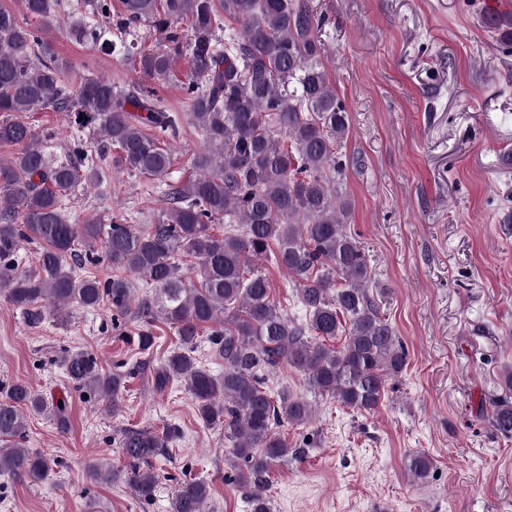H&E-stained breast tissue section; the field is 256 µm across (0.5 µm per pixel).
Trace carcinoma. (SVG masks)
<instances>
[{"mask_svg": "<svg viewBox=\"0 0 512 512\" xmlns=\"http://www.w3.org/2000/svg\"><path fill=\"white\" fill-rule=\"evenodd\" d=\"M122 3L117 29L145 22L166 35L165 48L139 53L144 74L165 77L174 56L185 52L191 59L184 90L205 141L194 158L195 175L166 179L167 141L177 135L180 118L152 90H119L101 77L66 84L63 65L39 36L57 21L58 0H24L23 19L0 8V143L18 148L0 158V295L31 322L47 309L94 310L104 301L120 317L161 319L179 346L156 370L154 386L179 383L202 423L224 429L250 512H271L272 472L297 455L277 428L309 423L315 408L286 389L272 393L268 376L289 367L303 373L310 393L371 413L407 366V352L376 301L385 289L345 229L350 203L341 193L340 148L350 119L322 63L324 18L311 0ZM483 24L511 55L512 13L487 12ZM38 109L67 113L71 124L99 134V150L115 152L116 167L159 180L163 218L72 223L61 197L94 182L95 163L81 143L66 159H51L39 134L17 117ZM215 224L224 225L223 234L213 233ZM34 241L40 243L35 267L23 269L20 251ZM102 256L117 270L111 278L77 273ZM268 256L288 273L303 316H289L274 300L256 267ZM135 278L148 286L142 297ZM204 336L209 358L224 364L219 373L194 357ZM338 336L340 347L327 345ZM61 365L78 391L116 400L125 387L126 375L103 373L91 352L65 350ZM45 413L58 429L67 428L64 403L48 401L24 381L0 383L1 474L45 479L47 460L20 447L27 415ZM491 420L511 437L512 402L498 403ZM167 442L165 435L128 430L120 445L129 468L91 462L88 475L96 483L127 482L149 500L157 475L137 462ZM405 467L419 480L433 462L420 454ZM209 498L208 484L186 479L170 509L205 512Z\"/></svg>", "mask_w": 512, "mask_h": 512, "instance_id": "obj_1", "label": "carcinoma"}]
</instances>
